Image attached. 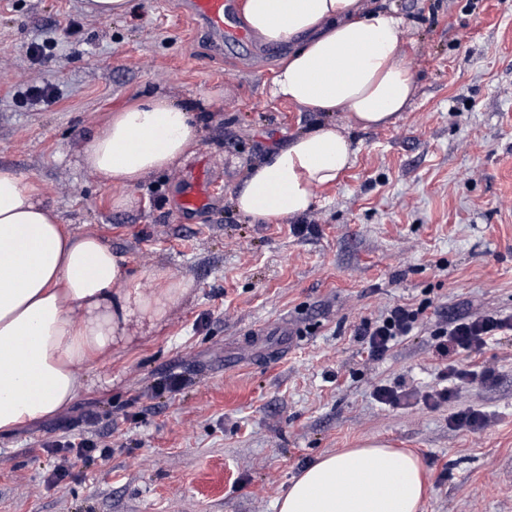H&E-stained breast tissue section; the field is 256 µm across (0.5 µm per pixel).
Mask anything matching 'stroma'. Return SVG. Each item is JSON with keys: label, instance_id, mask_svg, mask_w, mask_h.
I'll return each instance as SVG.
<instances>
[{"label": "stroma", "instance_id": "35a3bbf8", "mask_svg": "<svg viewBox=\"0 0 512 512\" xmlns=\"http://www.w3.org/2000/svg\"><path fill=\"white\" fill-rule=\"evenodd\" d=\"M373 2L405 20L408 108L352 130L354 164L310 213L260 224L232 204L246 166L322 119L266 93L287 46L216 50L178 0H132L112 19L83 0H0V166L33 180L68 230L101 238L144 292L157 265L189 283L162 322L100 356L68 409L0 435V512H275L319 455L369 441L419 456L420 512H512V335L460 355L495 377L456 385L450 404L372 396L438 386L440 316L512 314V0ZM44 41L45 64L28 53ZM31 84L56 98L32 104ZM147 92L205 120L185 163L117 211L79 155L106 113ZM202 161L212 204L180 216ZM402 303L426 305V323L366 362L357 325ZM173 373L181 389L160 391ZM469 409L488 416L483 431L450 425ZM77 437L97 449L57 477L52 446Z\"/></svg>", "mask_w": 512, "mask_h": 512}]
</instances>
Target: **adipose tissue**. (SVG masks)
<instances>
[{"label": "adipose tissue", "mask_w": 512, "mask_h": 512, "mask_svg": "<svg viewBox=\"0 0 512 512\" xmlns=\"http://www.w3.org/2000/svg\"><path fill=\"white\" fill-rule=\"evenodd\" d=\"M241 13L261 42L290 47L268 96L326 119L251 165L234 204L260 222L300 217L353 164L348 129L385 127L405 111L415 82L404 19L391 8L366 9L364 0H243ZM198 135L195 112L146 94L108 113L80 163L120 187L112 207L129 210L132 188L187 159ZM146 277L155 285L149 294L99 237L64 230L29 178L0 167V433L68 407L98 358L132 328L162 320L187 288L162 265ZM425 492L416 456L369 443L318 457L275 508L418 512Z\"/></svg>", "instance_id": "obj_1"}]
</instances>
